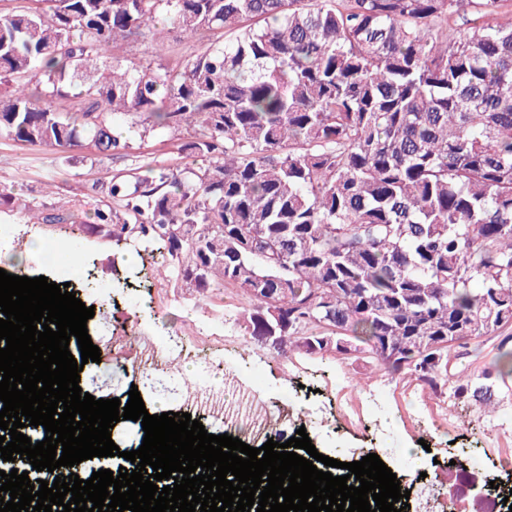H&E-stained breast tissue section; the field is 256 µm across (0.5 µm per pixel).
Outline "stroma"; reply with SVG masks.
Listing matches in <instances>:
<instances>
[{"mask_svg": "<svg viewBox=\"0 0 512 512\" xmlns=\"http://www.w3.org/2000/svg\"><path fill=\"white\" fill-rule=\"evenodd\" d=\"M156 30V38L107 49L103 60L126 67H172L202 52L211 40L206 33L184 37L163 22ZM199 133L194 126L154 127L123 154L95 160L86 145L60 150L0 135V189L39 209L65 210L74 200L101 198V186L142 164L173 170L193 164L181 145ZM1 224L14 230L0 241V268L31 278L50 276L48 259L32 244L58 236V229L32 223L16 212L1 214ZM80 247L78 263L86 277L79 296L94 309L88 333L101 353L100 362L85 364L80 381L93 394L125 398L137 381V342L150 338L164 348L166 362L153 378L166 388L195 393L203 383L195 369L206 365L208 382L223 390L225 404H237L241 391H248L276 420L277 436L305 428L330 456L377 450L371 401L379 399L396 442L415 452V470L405 475L413 493L439 488L455 465H467L473 454L487 458L481 473L485 479L499 474L501 459H512V402L481 410L443 401L417 382L378 370L364 357L278 355L237 325V318L251 307L240 288L228 284L195 297L158 277L159 253L130 249L118 254L111 244L85 236ZM256 374L262 377L257 386L252 383Z\"/></svg>", "mask_w": 512, "mask_h": 512, "instance_id": "1", "label": "stroma"}]
</instances>
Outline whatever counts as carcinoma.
I'll return each mask as SVG.
<instances>
[{"label": "carcinoma", "mask_w": 512, "mask_h": 512, "mask_svg": "<svg viewBox=\"0 0 512 512\" xmlns=\"http://www.w3.org/2000/svg\"><path fill=\"white\" fill-rule=\"evenodd\" d=\"M28 2L0 15V135L107 157L144 133L124 116L201 128L182 145L201 163L112 178L78 230L155 245L174 289L242 288L254 338L279 310L281 355L352 343L437 397L512 398V18L481 24L502 0ZM161 13L210 45L97 64ZM484 335L501 367L451 363Z\"/></svg>", "instance_id": "cac0c4a2"}]
</instances>
